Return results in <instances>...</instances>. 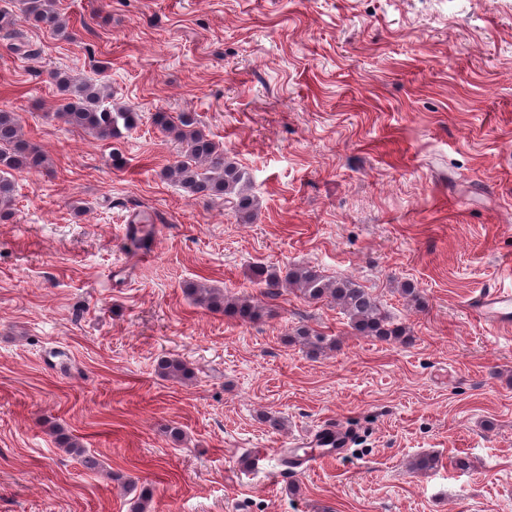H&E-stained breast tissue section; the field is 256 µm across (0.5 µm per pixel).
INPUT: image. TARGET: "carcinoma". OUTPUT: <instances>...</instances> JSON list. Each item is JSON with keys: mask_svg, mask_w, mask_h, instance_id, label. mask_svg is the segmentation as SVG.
<instances>
[{"mask_svg": "<svg viewBox=\"0 0 512 512\" xmlns=\"http://www.w3.org/2000/svg\"><path fill=\"white\" fill-rule=\"evenodd\" d=\"M26 21L51 30L58 37L74 39L68 21L56 9V0H26L23 10ZM62 95L55 115L63 123L84 131L101 141L114 142L132 131L139 115L129 106L112 104V94L105 87L60 73L51 74ZM161 131L181 146L183 159L176 160L164 171L167 179L183 189L191 199H222L234 205L240 219L250 222L257 214L259 202L252 193L251 179L245 170L224 153V149L198 127L191 112L180 113L170 121L158 116ZM47 168V156L36 143L24 138L14 112L0 110V219L12 213L16 171L41 172ZM150 232L138 226L128 238L126 247L145 249ZM253 282L263 294L273 298L284 289L296 291L309 302L330 300L349 319V326L358 336L383 342L400 341L407 327L394 323L379 298L350 279H330L314 266H293L285 270L262 263L252 267ZM197 302L242 323L254 322L262 316V308L246 297H226L216 288L198 285L191 289ZM296 342L311 354H320L330 347L327 338L307 324L293 329ZM158 372L176 381H186L192 368L181 359L162 357Z\"/></svg>", "mask_w": 512, "mask_h": 512, "instance_id": "obj_1", "label": "carcinoma"}]
</instances>
